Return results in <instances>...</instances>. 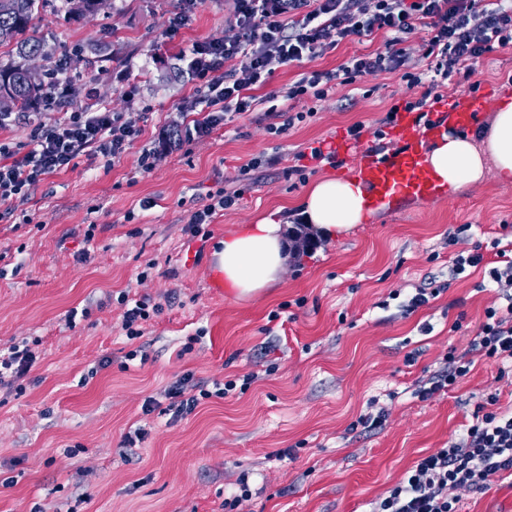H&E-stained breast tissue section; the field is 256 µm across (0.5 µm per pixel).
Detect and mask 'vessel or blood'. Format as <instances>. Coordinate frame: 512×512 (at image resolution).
<instances>
[{"label":"vessel or blood","mask_w":512,"mask_h":512,"mask_svg":"<svg viewBox=\"0 0 512 512\" xmlns=\"http://www.w3.org/2000/svg\"><path fill=\"white\" fill-rule=\"evenodd\" d=\"M490 100L484 96H467L448 112L449 124L466 130L476 124ZM439 132L438 127L419 126L411 113H400L391 130L398 143L396 153L381 156L367 148L337 140V151L354 153V174L365 185L371 196L372 208L378 209L396 197L412 199H438L444 197L423 161L422 146Z\"/></svg>","instance_id":"1"}]
</instances>
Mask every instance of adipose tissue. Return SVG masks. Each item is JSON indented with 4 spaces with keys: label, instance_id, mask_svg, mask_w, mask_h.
Returning <instances> with one entry per match:
<instances>
[{
    "label": "adipose tissue",
    "instance_id": "1",
    "mask_svg": "<svg viewBox=\"0 0 512 512\" xmlns=\"http://www.w3.org/2000/svg\"><path fill=\"white\" fill-rule=\"evenodd\" d=\"M491 111L486 140L479 142L451 131L430 142L425 161L436 180L447 186L449 195L490 179L504 187L512 186V93H499ZM302 213L326 238L348 232L371 218L365 190L353 178L315 182L302 200ZM286 221V214L277 208L257 223L240 225L225 234L215 252L213 269L221 275L228 294L251 298L279 282L287 260L282 244Z\"/></svg>",
    "mask_w": 512,
    "mask_h": 512
}]
</instances>
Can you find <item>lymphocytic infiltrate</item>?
<instances>
[{
	"instance_id": "obj_1",
	"label": "lymphocytic infiltrate",
	"mask_w": 512,
	"mask_h": 512,
	"mask_svg": "<svg viewBox=\"0 0 512 512\" xmlns=\"http://www.w3.org/2000/svg\"><path fill=\"white\" fill-rule=\"evenodd\" d=\"M238 34L224 40L192 44L181 59L185 71L198 83L200 100L183 102L192 112L205 103L207 115L195 123V135L209 134L228 115L254 112V86L264 84L276 67L315 57L345 41L381 31L386 49L355 55L333 71H312L291 84L287 99L311 96L323 99L337 86L378 72L400 73L408 85L420 86L424 96L391 107L384 119L393 124L399 111L422 110L427 97H440L452 76H460L469 91L480 58L512 46V0H234ZM425 22L429 35L422 46L428 68L412 69L406 47L415 22ZM237 68H228L231 60ZM30 125L25 143L0 141V206L25 199L31 186L45 177L75 168L79 158L94 161L121 159L141 137L142 130L123 114L106 108L70 114L53 123H31L26 112H1L0 129ZM496 264L489 276L498 288L497 303L488 306L474 328L464 352H449L444 367L419 381L416 397L429 400L454 388L473 369L476 358L512 363V241L494 239L490 246ZM121 326L128 340L144 335V325L161 312L148 298L132 299L119 293ZM38 360L28 344L15 343L0 352V389L22 393L24 380ZM235 381L193 382L184 375L166 392L165 401L148 399L145 411L176 417L192 413L201 402L235 391ZM498 394L478 404L465 433L420 460L388 494L371 504L370 512H459L463 493H482L492 476L512 474V412L498 410Z\"/></svg>"
}]
</instances>
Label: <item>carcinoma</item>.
Masks as SVG:
<instances>
[{"mask_svg": "<svg viewBox=\"0 0 512 512\" xmlns=\"http://www.w3.org/2000/svg\"><path fill=\"white\" fill-rule=\"evenodd\" d=\"M40 0H0V44H14L16 59L0 65V87H9L15 93L19 112L32 111L37 101L40 78L25 68L32 56L47 58L52 50L34 35Z\"/></svg>", "mask_w": 512, "mask_h": 512, "instance_id": "cac0c4a2", "label": "carcinoma"}]
</instances>
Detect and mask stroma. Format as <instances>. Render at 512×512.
<instances>
[{"instance_id":"1","label":"stroma","mask_w":512,"mask_h":512,"mask_svg":"<svg viewBox=\"0 0 512 512\" xmlns=\"http://www.w3.org/2000/svg\"><path fill=\"white\" fill-rule=\"evenodd\" d=\"M178 5L105 0L82 18L65 0L39 9L40 36L69 55V73L84 83L66 111L104 106L143 133L120 160L82 158L46 177L0 220V348L25 338L39 355L24 393L0 392V512H226L233 498V512H366L418 459L461 434L488 394H498L500 407L512 405V376L500 377L493 360L478 362L445 394L425 402L414 395L416 381L438 370L450 349L467 348L497 298L484 270L451 279L448 233L466 224L474 243L512 236V186L491 180L451 200L401 202L289 256L276 287L228 297L211 271L216 243L281 205L297 218L310 183L344 176L353 165L343 153L333 165L311 159V149L331 153L351 125H362L361 145L394 149L390 137H377L380 121L421 90L382 73L321 101L284 98L304 72L333 71L351 56L384 50L378 32L279 67L255 89L277 109L306 112L287 133L267 132L261 104L209 135L163 146L161 132L203 117L180 107L198 96L181 53L238 33L233 0H202L184 27L166 33ZM116 69L125 70L133 99L113 82ZM478 69L480 94L508 89L512 47ZM145 148L154 151L147 170L138 163ZM299 162L309 175L296 185L285 172ZM249 163L254 169L243 175ZM222 187L243 196L215 215L206 239L190 237L191 214ZM147 199L152 208H142ZM431 282L444 292L403 316L392 292L407 298ZM122 291L163 306L139 340L142 362L124 358L131 345L113 300ZM85 306L89 317L69 326L67 312ZM106 358L111 366L98 370ZM187 372L208 382L258 379L175 421L144 413L147 397H162ZM373 401L387 413L384 427H356ZM138 428L145 440L122 452L124 434ZM243 479L251 494L241 501ZM461 512H512V477H492L484 493L465 494Z\"/></svg>"}]
</instances>
